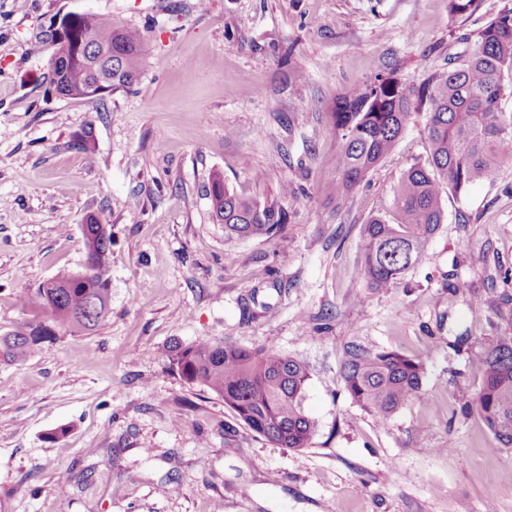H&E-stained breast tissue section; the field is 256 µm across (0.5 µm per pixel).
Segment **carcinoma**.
Returning a JSON list of instances; mask_svg holds the SVG:
<instances>
[{
    "label": "carcinoma",
    "mask_w": 512,
    "mask_h": 512,
    "mask_svg": "<svg viewBox=\"0 0 512 512\" xmlns=\"http://www.w3.org/2000/svg\"><path fill=\"white\" fill-rule=\"evenodd\" d=\"M456 64L434 72L422 86L385 78L356 87L338 99L331 112L339 143L333 159L336 178L330 195L342 199L367 173L394 151L411 118L428 110L430 160L403 171L394 189L398 224L381 217L364 225L361 275L374 290L394 288L423 257L443 220L442 196H461L478 181L496 179L499 162L512 156V114L500 111L505 85L512 84V9L474 35ZM58 50L52 67L56 94L91 100L105 91L140 81L145 50L139 33L97 13H77L52 33ZM213 218L224 238L271 240L285 228L283 211L238 195L220 176L212 180ZM82 270L41 282L28 304L58 330L91 331L110 309L109 255L112 235L94 219L82 225ZM41 336V324L23 323L0 336V359L26 360ZM169 368L190 385L224 400L254 433L289 449L309 447L315 422L304 412L309 379L299 360L267 350L211 340H176L166 349ZM470 363L480 374L476 391L461 389L456 404L464 416L477 417L503 448H512V334L486 336ZM424 365L395 351L350 345L342 366L351 399L379 422L387 421L422 386Z\"/></svg>",
    "instance_id": "1"
}]
</instances>
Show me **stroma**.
Segmentation results:
<instances>
[{
    "label": "stroma",
    "mask_w": 512,
    "mask_h": 512,
    "mask_svg": "<svg viewBox=\"0 0 512 512\" xmlns=\"http://www.w3.org/2000/svg\"><path fill=\"white\" fill-rule=\"evenodd\" d=\"M509 8L0 0V334L38 320L27 295L39 283L81 270L88 214L112 232L108 317L0 362V512H512V449L453 398L480 385L469 356L481 339L512 333L497 313L512 296V158L495 181L444 197L424 258L379 291L359 274L363 226L399 222L393 188L429 160L425 112L347 200L324 192L339 95L380 74L420 85ZM86 11L139 30L140 82L100 100L46 97L44 34ZM191 59L205 64L192 79ZM218 175L275 202L283 235L226 241L211 216ZM201 339L303 361L310 446L269 442L168 369L171 342ZM351 343L425 366L388 422L344 389Z\"/></svg>",
    "instance_id": "1"
}]
</instances>
